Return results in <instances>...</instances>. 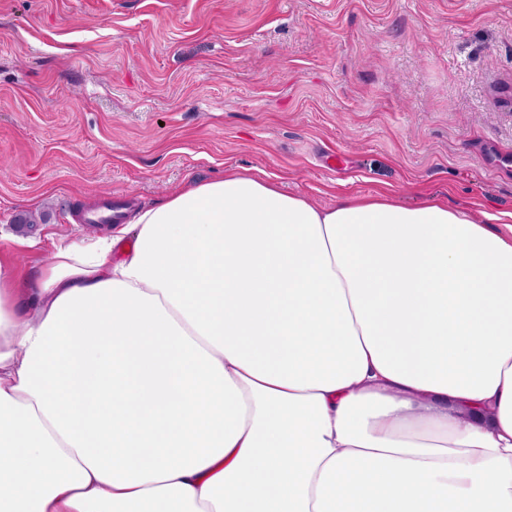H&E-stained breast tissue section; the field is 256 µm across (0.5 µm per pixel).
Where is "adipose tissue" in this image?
<instances>
[{
    "label": "adipose tissue",
    "instance_id": "adipose-tissue-1",
    "mask_svg": "<svg viewBox=\"0 0 512 512\" xmlns=\"http://www.w3.org/2000/svg\"><path fill=\"white\" fill-rule=\"evenodd\" d=\"M0 267V512H512V232L235 170Z\"/></svg>",
    "mask_w": 512,
    "mask_h": 512
}]
</instances>
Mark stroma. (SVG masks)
Wrapping results in <instances>:
<instances>
[{
	"label": "stroma",
	"instance_id": "stroma-1",
	"mask_svg": "<svg viewBox=\"0 0 512 512\" xmlns=\"http://www.w3.org/2000/svg\"><path fill=\"white\" fill-rule=\"evenodd\" d=\"M512 222V0H0V259L114 235L186 178ZM28 214L32 224L16 219Z\"/></svg>",
	"mask_w": 512,
	"mask_h": 512
}]
</instances>
